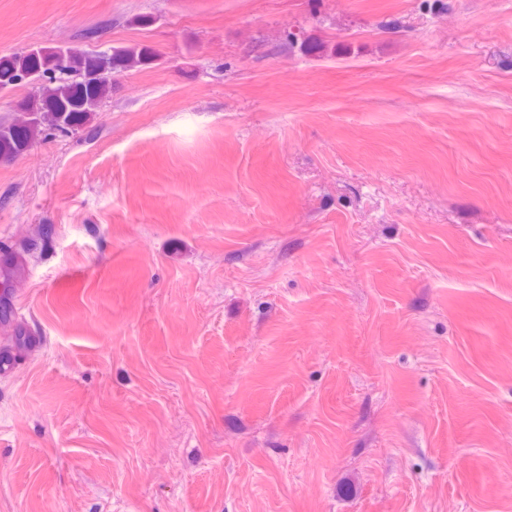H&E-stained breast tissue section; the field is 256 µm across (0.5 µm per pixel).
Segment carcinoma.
Masks as SVG:
<instances>
[{"mask_svg": "<svg viewBox=\"0 0 512 512\" xmlns=\"http://www.w3.org/2000/svg\"><path fill=\"white\" fill-rule=\"evenodd\" d=\"M151 60L149 51L125 46L88 54L75 48L59 59L32 49L0 57V88L32 84L33 92L20 112L0 123V159H12L53 131L77 133L108 95L107 74L137 69Z\"/></svg>", "mask_w": 512, "mask_h": 512, "instance_id": "cac0c4a2", "label": "carcinoma"}]
</instances>
